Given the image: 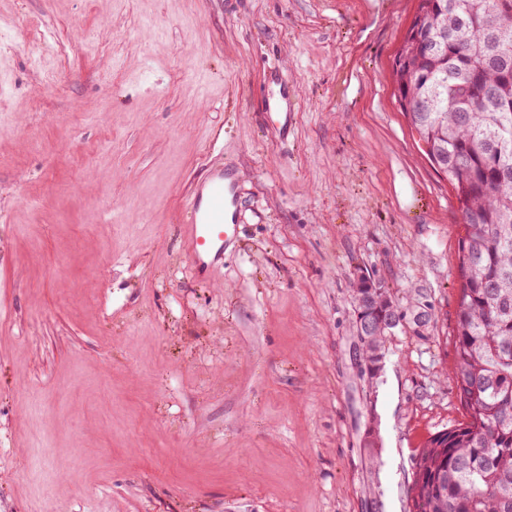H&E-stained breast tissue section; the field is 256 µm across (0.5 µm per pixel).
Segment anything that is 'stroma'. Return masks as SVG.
<instances>
[{
  "mask_svg": "<svg viewBox=\"0 0 512 512\" xmlns=\"http://www.w3.org/2000/svg\"><path fill=\"white\" fill-rule=\"evenodd\" d=\"M417 5L0 0V512H409L463 419L461 216L391 77ZM216 167L237 237L201 275ZM362 271L402 314L373 379ZM236 203L235 181L224 168L212 169L187 201L191 222L185 224L186 242L198 273L224 259V247L237 230Z\"/></svg>",
  "mask_w": 512,
  "mask_h": 512,
  "instance_id": "stroma-1",
  "label": "stroma"
}]
</instances>
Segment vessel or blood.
Returning <instances> with one entry per match:
<instances>
[{
    "label": "vessel or blood",
    "instance_id": "b4317fda",
    "mask_svg": "<svg viewBox=\"0 0 512 512\" xmlns=\"http://www.w3.org/2000/svg\"><path fill=\"white\" fill-rule=\"evenodd\" d=\"M236 187L224 169H212L187 202L191 222L185 227L192 263L203 273L224 258V247L237 230L229 218L236 213Z\"/></svg>",
    "mask_w": 512,
    "mask_h": 512
}]
</instances>
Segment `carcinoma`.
<instances>
[{"label": "carcinoma", "instance_id": "1", "mask_svg": "<svg viewBox=\"0 0 512 512\" xmlns=\"http://www.w3.org/2000/svg\"><path fill=\"white\" fill-rule=\"evenodd\" d=\"M402 95L427 157L450 182L460 243L455 373L465 415L418 453L410 512H512V0H419Z\"/></svg>", "mask_w": 512, "mask_h": 512}]
</instances>
